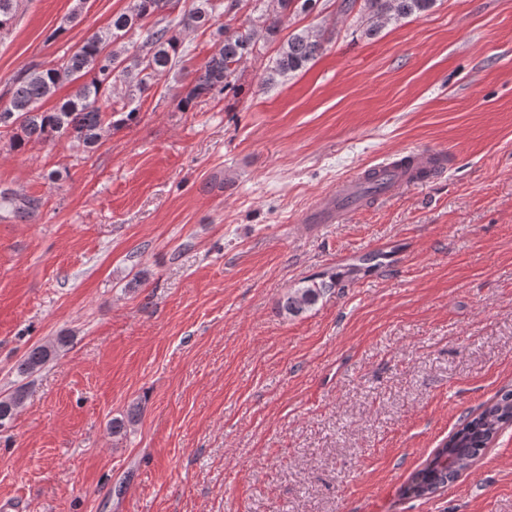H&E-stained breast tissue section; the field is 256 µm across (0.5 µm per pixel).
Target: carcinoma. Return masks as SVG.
Here are the masks:
<instances>
[{"label":"carcinoma","mask_w":512,"mask_h":512,"mask_svg":"<svg viewBox=\"0 0 512 512\" xmlns=\"http://www.w3.org/2000/svg\"><path fill=\"white\" fill-rule=\"evenodd\" d=\"M241 0H194L178 22L169 20L175 0H132L131 6L112 16L104 30L87 37L72 54H65L47 68L32 66L13 82L8 103L0 106V128L16 131L14 148L29 143H46L66 136L86 149L94 148L102 134L135 122L139 117L136 94L149 90L159 77L183 63L180 35L186 30L216 27L217 49L194 71L191 87L177 99V108L187 112L193 102L232 86L241 64L253 56L260 41H270L279 32L286 11L307 12L316 0H269L262 22L244 31L233 29L221 18L234 14ZM437 0H362L361 11L367 17L368 31L376 32L388 21L420 16L430 11ZM17 0H0V33L9 30L15 19ZM145 29L139 49L117 47L133 29ZM323 34L303 29L282 41L271 65L261 77V85H273L305 68L324 48ZM121 80L125 93L112 99V81ZM64 82H75L72 94L50 110L40 104L52 98ZM0 206L14 216L26 219L39 208V201L19 198L0 191ZM339 286L336 272L325 271L319 280L303 281L291 289L280 304L281 311L298 315L314 306L326 292ZM69 337L59 336L47 345L32 348L17 365L19 376L29 378L68 346ZM27 397V384L20 383L0 394V428L9 424ZM139 408L114 418L112 434L124 435L138 421ZM512 424V390L487 403L474 417L448 436L424 466L415 471L404 487V494L423 499L468 470L483 455L500 431Z\"/></svg>","instance_id":"carcinoma-1"}]
</instances>
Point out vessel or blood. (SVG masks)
<instances>
[{"instance_id":"1","label":"vessel or blood","mask_w":512,"mask_h":512,"mask_svg":"<svg viewBox=\"0 0 512 512\" xmlns=\"http://www.w3.org/2000/svg\"><path fill=\"white\" fill-rule=\"evenodd\" d=\"M449 161L445 151L429 148L409 151L405 155H392L376 164L381 181L380 196L392 197L401 187L412 182H425L446 168ZM366 185L364 174L339 182L334 192L310 207L303 216L309 224L338 222L344 214L366 204L363 195Z\"/></svg>"}]
</instances>
